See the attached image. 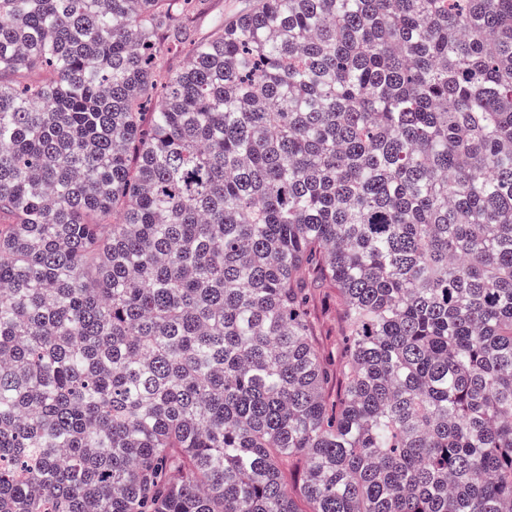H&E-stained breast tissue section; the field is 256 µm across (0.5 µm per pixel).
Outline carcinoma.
I'll list each match as a JSON object with an SVG mask.
<instances>
[{
  "mask_svg": "<svg viewBox=\"0 0 512 512\" xmlns=\"http://www.w3.org/2000/svg\"><path fill=\"white\" fill-rule=\"evenodd\" d=\"M194 2L0 0V512H512V0ZM255 0H205L195 19L194 37L196 40L206 37L212 30L216 19L224 20L246 12ZM312 310L317 324L319 344L336 355L344 345L341 321L336 305V295L323 288H316L312 295Z\"/></svg>",
  "mask_w": 512,
  "mask_h": 512,
  "instance_id": "1",
  "label": "carcinoma"
}]
</instances>
